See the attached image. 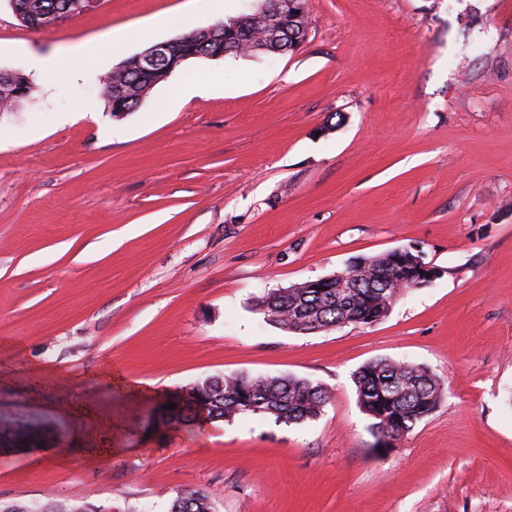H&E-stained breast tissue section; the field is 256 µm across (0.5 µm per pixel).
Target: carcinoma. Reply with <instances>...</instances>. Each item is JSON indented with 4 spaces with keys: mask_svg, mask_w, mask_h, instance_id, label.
<instances>
[{
    "mask_svg": "<svg viewBox=\"0 0 512 512\" xmlns=\"http://www.w3.org/2000/svg\"><path fill=\"white\" fill-rule=\"evenodd\" d=\"M79 0H17V16L22 23L40 27L49 17L61 18L76 10ZM165 76L147 74L131 66L112 71L104 81L103 101L110 109L117 104L131 110L138 106L136 92L148 91ZM32 91L30 81L21 74H0V112H9ZM373 268L349 275L355 287L336 299L334 288H277L256 299V308L271 304L275 318L267 323L289 329L296 303L321 317L331 330L346 324H363L365 318L381 311L387 313L409 286L388 282L396 276L389 266V254L369 257ZM357 401L362 412L372 420L370 432L375 444L398 432L406 435L428 417L440 403L443 381L427 368L411 363L376 359L364 365L354 376ZM197 392H188L191 408L198 409V399L210 403L208 419L231 421L237 416H259L280 424L302 423L320 415L330 401L327 388L292 375L216 376L196 384ZM168 512H212L211 495L192 491L176 495Z\"/></svg>",
    "mask_w": 512,
    "mask_h": 512,
    "instance_id": "obj_1",
    "label": "carcinoma"
}]
</instances>
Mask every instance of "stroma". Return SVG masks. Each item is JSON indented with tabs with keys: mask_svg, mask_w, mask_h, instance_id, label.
<instances>
[{
	"mask_svg": "<svg viewBox=\"0 0 512 512\" xmlns=\"http://www.w3.org/2000/svg\"><path fill=\"white\" fill-rule=\"evenodd\" d=\"M249 6L99 0L44 31L0 0V72L32 84L0 114V504L512 512V0H308L297 52L195 59L107 112L125 58ZM397 248L442 275L376 323L292 333L253 305ZM381 358L445 393L378 452L353 375ZM240 373L332 400L180 422L191 384ZM211 495L207 492L192 491L176 494L168 512H212Z\"/></svg>",
	"mask_w": 512,
	"mask_h": 512,
	"instance_id": "1",
	"label": "stroma"
}]
</instances>
